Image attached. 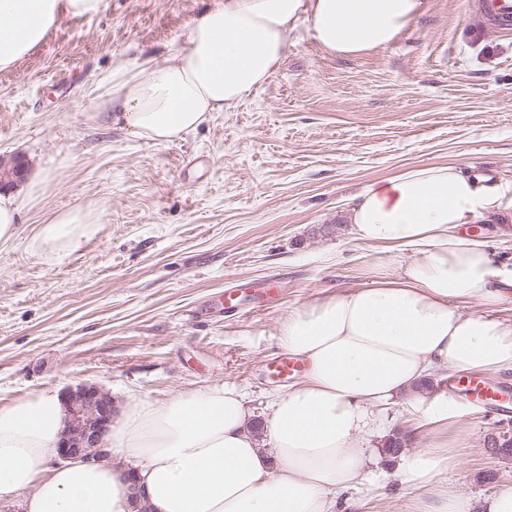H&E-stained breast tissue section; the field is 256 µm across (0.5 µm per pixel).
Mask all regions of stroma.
<instances>
[{
	"label": "stroma",
	"instance_id": "35a3bbf8",
	"mask_svg": "<svg viewBox=\"0 0 512 512\" xmlns=\"http://www.w3.org/2000/svg\"><path fill=\"white\" fill-rule=\"evenodd\" d=\"M201 8L105 0L0 71V160L54 176L37 196L10 188L21 224L86 203L104 211L61 258L36 255L24 236L0 246V407L89 383L120 412L223 382L266 419L287 385L265 374L284 353L280 322L372 277L373 251L347 217L356 193L455 163L512 198V31L482 22L475 0H423L395 41L355 58L327 53L300 23L265 84L196 133L161 145L131 136L98 109L113 73L182 43ZM466 230L512 269V209ZM270 277L273 297L225 312L227 292ZM460 407L459 424L444 427L461 460L448 478L476 506L512 488V457L486 447L512 430V412ZM350 497L353 512H414L417 500L382 456Z\"/></svg>",
	"mask_w": 512,
	"mask_h": 512
}]
</instances>
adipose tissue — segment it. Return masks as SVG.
Listing matches in <instances>:
<instances>
[{"label":"adipose tissue","mask_w":512,"mask_h":512,"mask_svg":"<svg viewBox=\"0 0 512 512\" xmlns=\"http://www.w3.org/2000/svg\"><path fill=\"white\" fill-rule=\"evenodd\" d=\"M104 0H0V70L40 46L67 17L100 13ZM422 0H209L186 38L138 71H117L103 105L136 138L185 139L213 113L261 87L308 19L327 52L355 57L389 46ZM500 195L454 164L419 165L357 193L348 220L357 244L375 248L366 286L289 311L281 347L307 363L304 377L273 401L262 436L250 429L244 396L220 383L141 398L107 435L120 462H55L65 426L58 397L33 393L0 407V498L23 512H131L134 468L152 512H340L367 481L375 454L368 435L395 398H407L420 426L455 419L453 400H421L417 387L444 369L512 371V319L466 314L497 306L512 288L485 242L463 234L501 210ZM91 205L57 212L30 239L50 258L94 234ZM452 438L408 452L398 477L423 492L417 512H471L449 481L458 464Z\"/></svg>","instance_id":"ef3b65f1"}]
</instances>
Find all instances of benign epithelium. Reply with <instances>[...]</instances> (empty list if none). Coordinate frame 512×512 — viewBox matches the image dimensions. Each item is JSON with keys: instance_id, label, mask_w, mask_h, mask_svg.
I'll use <instances>...</instances> for the list:
<instances>
[{"instance_id": "7a95c632", "label": "benign epithelium", "mask_w": 512, "mask_h": 512, "mask_svg": "<svg viewBox=\"0 0 512 512\" xmlns=\"http://www.w3.org/2000/svg\"><path fill=\"white\" fill-rule=\"evenodd\" d=\"M26 165L17 159L10 167L0 162V186L24 177ZM65 407V428L57 443L61 460L82 458L100 462L112 457L106 435L112 425L111 397L93 385L69 388L61 394Z\"/></svg>"}]
</instances>
